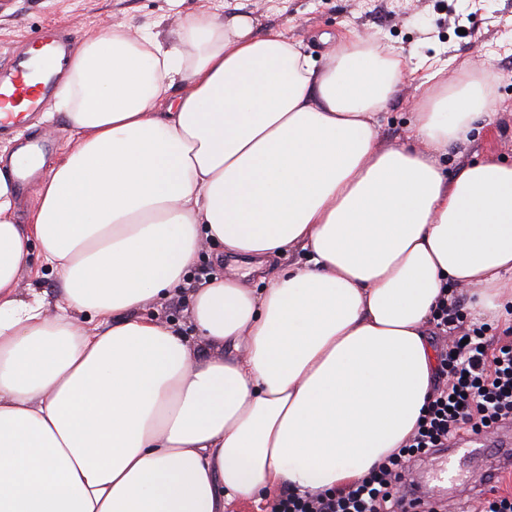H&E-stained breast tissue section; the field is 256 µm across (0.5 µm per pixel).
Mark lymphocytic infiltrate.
I'll list each match as a JSON object with an SVG mask.
<instances>
[{
	"instance_id": "obj_1",
	"label": "lymphocytic infiltrate",
	"mask_w": 512,
	"mask_h": 512,
	"mask_svg": "<svg viewBox=\"0 0 512 512\" xmlns=\"http://www.w3.org/2000/svg\"><path fill=\"white\" fill-rule=\"evenodd\" d=\"M435 330L447 336L459 329L460 341L439 354L440 382L420 418L416 432L361 480L339 493L277 497L271 512H411L396 486L407 462L447 447L460 431L480 432L512 420V340L490 344L485 325L466 324L459 306L440 298Z\"/></svg>"
}]
</instances>
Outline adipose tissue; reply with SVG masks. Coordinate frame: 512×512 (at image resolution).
I'll return each mask as SVG.
<instances>
[{"label":"adipose tissue","instance_id":"1","mask_svg":"<svg viewBox=\"0 0 512 512\" xmlns=\"http://www.w3.org/2000/svg\"><path fill=\"white\" fill-rule=\"evenodd\" d=\"M409 71L357 34L316 62L247 14L84 39L56 93L72 150L0 156V512H224L343 489L402 446L442 289L512 311V163L441 162L491 120L493 80L440 81L381 146ZM205 240L253 285H191ZM35 255L57 305L18 291ZM181 293L219 355L144 314ZM42 175L39 181L32 183L30 185H20L21 190V203L17 211V219L20 223L26 224L29 223V215L30 211L33 207V204L37 197V190L39 188V184L43 180L44 176L46 175L48 169L47 167H44L42 170Z\"/></svg>","mask_w":512,"mask_h":512}]
</instances>
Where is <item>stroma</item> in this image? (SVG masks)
Returning a JSON list of instances; mask_svg holds the SVG:
<instances>
[{"label": "stroma", "instance_id": "stroma-1", "mask_svg": "<svg viewBox=\"0 0 512 512\" xmlns=\"http://www.w3.org/2000/svg\"><path fill=\"white\" fill-rule=\"evenodd\" d=\"M245 13L258 29H284L289 40L323 60L328 45L318 36L356 33L412 60H423V73L442 70L445 79L485 68L498 77L494 85L492 125L475 123L467 144L453 148L449 171L487 157L512 161V0H0V66L9 67L17 52L28 50L46 30L70 37L79 46L93 31L115 24L131 35L150 27L162 34L178 29L188 16ZM427 89L407 80L380 116L381 145L401 143ZM42 142L44 157L62 156L74 135L55 104L25 118L0 135V149ZM409 471L429 483L440 512H474L477 495L458 497L436 457L409 464Z\"/></svg>", "mask_w": 512, "mask_h": 512}]
</instances>
